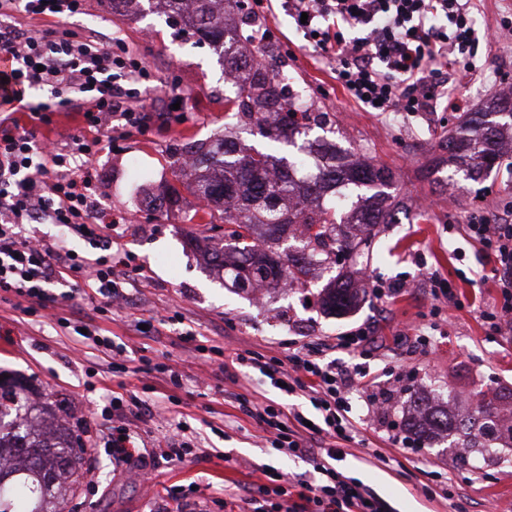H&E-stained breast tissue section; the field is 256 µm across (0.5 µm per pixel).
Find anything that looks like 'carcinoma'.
Masks as SVG:
<instances>
[{
  "instance_id": "obj_1",
  "label": "carcinoma",
  "mask_w": 512,
  "mask_h": 512,
  "mask_svg": "<svg viewBox=\"0 0 512 512\" xmlns=\"http://www.w3.org/2000/svg\"><path fill=\"white\" fill-rule=\"evenodd\" d=\"M186 2L160 0L168 16L182 21L177 35L210 42L224 68L236 74L235 96L227 99L228 117L242 125L265 126L273 141L296 149V160L290 161L266 151H244L227 136L189 146L195 177L182 187L196 196L211 220L237 225L211 247V263L225 271L234 288L294 287L314 264H334L340 254L363 253L377 225L396 223L399 203L388 192L395 173L383 165L352 162L336 143L311 136L313 128H322L321 113L306 107L301 93L284 90L277 80L278 67H256L244 58L247 42L261 47L259 30L229 27L224 0H193L190 13ZM267 113H286L292 120L269 124ZM511 123L512 93L490 96L474 118L443 138V154L432 160L430 169L448 165L466 180H480L502 165L500 132ZM180 188L168 186L158 201L169 208L177 205ZM295 224L302 226L301 236L295 238L298 246L280 249ZM355 299L352 283L337 273L325 299L328 308L341 315ZM410 400L423 420L414 431L420 442L452 433L458 435L456 444L496 439L500 416L494 401L482 402L473 415L458 418L416 395ZM83 465L71 428L25 396L22 385L1 381L0 512H65L64 492L76 483Z\"/></svg>"
}]
</instances>
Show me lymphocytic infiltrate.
I'll return each mask as SVG.
<instances>
[{
	"label": "lymphocytic infiltrate",
	"mask_w": 512,
	"mask_h": 512,
	"mask_svg": "<svg viewBox=\"0 0 512 512\" xmlns=\"http://www.w3.org/2000/svg\"><path fill=\"white\" fill-rule=\"evenodd\" d=\"M469 0H284L293 20H304L316 51L333 66L337 81L368 109L423 112L430 102L447 99L454 80L448 62L464 72L474 64V30L468 23ZM46 22L34 34L9 22L13 8ZM87 0H0V50L11 56L0 70V107L23 102L27 91L46 93L25 119L0 121V293L24 300L23 314L54 307L58 300L79 298L94 311L111 309L126 290V259L112 252V214L95 203L94 166L107 145L104 127L112 118L142 133L150 126L146 105L136 100L133 82L147 77L142 60L127 46L81 37L65 26L68 17L84 14ZM332 17L360 30L357 38L320 26ZM126 85H118V78ZM78 113L87 133L69 145H39L38 130L54 113ZM29 224H56L68 234L85 237L99 249L89 258L66 241L33 242ZM493 261L501 293L498 311L483 313L492 335L512 334V224H493L470 216L463 226ZM368 345L365 329L335 341L312 340L286 359L257 350L235 354L231 362L259 372L286 395L302 394L309 410L274 406L236 395L240 409L267 433L271 447L307 459L315 480L298 478L280 485L278 473L257 490L228 493L225 512H393L377 492L339 471V442L355 441L358 429L350 416L354 393L367 392V373L340 362L339 351ZM161 413L137 395L112 400V429L106 446L124 462L139 459L181 461L192 454L186 435L169 436L160 449L147 451L131 433L129 419L141 412Z\"/></svg>",
	"instance_id": "1"
}]
</instances>
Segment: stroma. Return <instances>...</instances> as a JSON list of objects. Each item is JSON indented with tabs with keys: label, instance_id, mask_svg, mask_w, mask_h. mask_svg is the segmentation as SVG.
<instances>
[{
	"label": "stroma",
	"instance_id": "35a3bbf8",
	"mask_svg": "<svg viewBox=\"0 0 512 512\" xmlns=\"http://www.w3.org/2000/svg\"><path fill=\"white\" fill-rule=\"evenodd\" d=\"M473 5V24L481 36L473 58L476 70L454 89L465 109L441 101L434 111L415 115L364 111L282 9L257 15L252 0H243L242 11L233 15L238 25L258 24L269 32L264 55L279 59L289 87L304 91L315 111L325 113L337 142L354 157L386 164L396 174L394 193L407 209L396 223L376 228L369 258L344 262L350 277L365 272L370 280L359 285L358 304L342 316L322 304L335 269H312L306 287L270 288L264 300H256L226 287L198 246L206 238L223 239L226 224L197 217L187 221L199 204L188 193L179 206L163 213L152 203L161 186L181 178L178 161L186 142L229 134L251 147L289 153L285 144L226 123L224 101L235 89L227 85L212 47L174 37L163 14L121 16L101 0H89L86 14L70 19L75 33L120 38L148 63L151 79L139 84L138 94L154 106L158 118L147 133L114 136L113 151L102 153L96 164L100 201L115 219L112 246L130 258L128 272L136 289L121 306L102 314L75 299L60 302L53 318L34 321L0 302V372L28 382L91 449L66 512H158L163 488L189 485L199 486L209 512H224L225 492L265 482L263 466L276 468L286 480L312 474L307 461L265 447L262 428L233 400L238 393L286 405L289 397L246 369L228 378L215 363L206 385L197 386L199 348L220 346L230 353L260 348L282 358L304 342L333 339L361 325L373 331L376 348L366 355L354 352L350 360L367 364L376 383L372 398L353 402L362 441L352 445L340 469L373 487L395 512H451L448 501L424 494L428 478L412 467L419 457L448 473L462 489L469 512H501L512 502V448L496 446L493 460L468 467L446 442L415 448L405 441L408 397L414 391L459 414L468 413L469 400L478 393L499 402L502 413L512 412V343L489 336L481 318L493 310L499 288L491 262L460 229L474 213L495 222L512 214V170L501 168L454 191L442 174L429 171L444 135L492 94L512 91V35L496 34L503 17L512 14V0H474ZM174 86L188 100L186 117L167 109V93ZM432 272L453 280L462 309L431 315L433 300L424 278ZM390 283L403 284V291L373 296V288ZM66 318L94 320L121 337L140 357L138 370L112 371L108 355L63 326ZM136 318L147 320L146 333L132 329ZM412 322L430 327L431 352L420 353L419 342L404 336L405 325ZM189 329L198 332L193 349L178 339ZM166 358L182 374L180 385L157 371ZM127 391L168 409L163 421L133 420L131 428L145 444H152L167 424L182 421L196 448L218 449L220 457L158 463L150 481H143L139 466L115 461L104 451L111 423L101 411Z\"/></svg>",
	"mask_w": 512,
	"mask_h": 512
}]
</instances>
